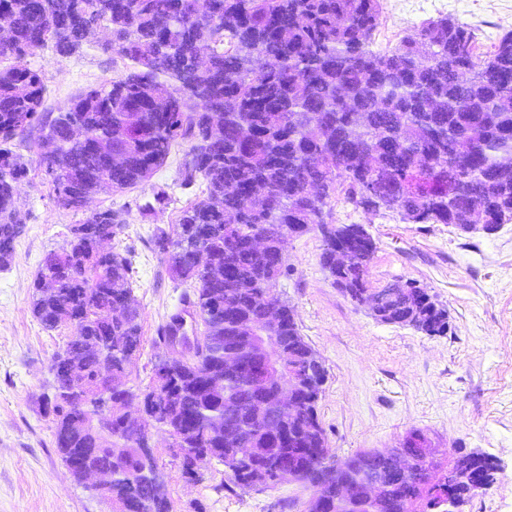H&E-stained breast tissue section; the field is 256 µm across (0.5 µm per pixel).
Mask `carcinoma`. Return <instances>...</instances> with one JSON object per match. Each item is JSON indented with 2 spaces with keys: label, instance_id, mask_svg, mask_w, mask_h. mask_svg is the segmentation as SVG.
<instances>
[{
  "label": "carcinoma",
  "instance_id": "1",
  "mask_svg": "<svg viewBox=\"0 0 512 512\" xmlns=\"http://www.w3.org/2000/svg\"><path fill=\"white\" fill-rule=\"evenodd\" d=\"M380 0H212L198 15L193 0H0V24L13 42L0 45V269L15 258L24 217L15 185L28 175L19 138L52 136L54 154L41 165L52 177L57 204L74 213L107 187L144 182L178 141L188 143L183 181L205 183L204 197L182 211L177 229L155 230L152 243L169 275L193 283L183 308L157 330L167 343L193 310L192 352L168 373L170 387L156 403L127 389L112 391V433L92 435L74 419L71 400L99 384V359L109 361L112 383L126 385L129 366L142 349V314L131 302L130 262L105 249L121 224L108 208L70 229L71 240L45 255L34 280L31 309L46 329L75 323L79 336L52 357L53 395L46 398L57 451L77 459L83 448H112V500L134 504L146 489L129 475L140 465V437L158 423L176 427L193 418L180 448L208 451L241 489L273 487L260 475L281 457L297 481L313 491L306 512H445L437 484L443 465L412 448L418 477L408 480L361 450L328 483L334 463L319 421L326 371L302 336L295 309L275 299L278 318L265 320L256 305L275 294L286 271L290 237L314 228L322 234L320 262L334 266L336 248L357 241L356 265L338 272L333 285L355 306L370 290L369 265L376 243L352 224H329L336 192L367 212L392 213L407 224H507L512 221V32L485 59L475 34L447 17L426 22L414 37L391 49H374ZM106 22L114 48L135 71L75 96L53 117L43 112L44 85L25 58L46 43L60 56L73 54L92 23ZM205 50L209 68L194 56ZM270 60L260 73L247 59ZM87 137L74 139L71 126ZM224 126L212 141L209 129ZM127 156L112 166V154ZM309 181L322 194L304 195ZM267 236L256 250L252 238ZM375 319L410 323L430 336L448 331V312L415 282L395 283ZM249 336H275L284 357L298 367L302 401L291 411L271 405L274 387L251 372ZM239 361L224 371V359ZM138 400L142 426L131 429L119 414ZM277 419L286 442L266 431ZM485 488L496 466L487 457L464 459ZM366 478L381 486L363 496ZM351 494L336 498V483Z\"/></svg>",
  "mask_w": 512,
  "mask_h": 512
}]
</instances>
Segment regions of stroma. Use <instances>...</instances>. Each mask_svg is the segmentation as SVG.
Listing matches in <instances>:
<instances>
[{
  "label": "stroma",
  "instance_id": "stroma-1",
  "mask_svg": "<svg viewBox=\"0 0 512 512\" xmlns=\"http://www.w3.org/2000/svg\"><path fill=\"white\" fill-rule=\"evenodd\" d=\"M380 5L374 33L379 50L444 16L476 31L482 57L512 31V0H380ZM107 38L101 26L70 56L49 46L27 56L42 76L46 111H63L78 93L132 71V62L110 49ZM14 149L29 174L15 196L26 225L13 263L0 270V512H111L70 474L43 410L52 393V357L77 329L71 324L45 329L31 310L41 261L66 244L80 217L56 205L40 164L41 148L19 141ZM183 153V147L172 148L143 184L99 193L86 207L90 214L110 208L123 219L111 247L131 262L132 297L143 313L142 349L128 378L136 391L151 383L165 352L155 342L158 327L190 289L171 279L150 242L156 228L174 231L181 211L202 196V181L188 184L180 175ZM331 208L333 223L362 224L373 236L371 288L416 281L447 310L449 330L429 336L375 320L334 287L320 263V231L292 237L276 293L294 307L303 336L324 363L318 414L330 448L343 461L367 448L400 447L419 430L443 458L453 448L480 450L494 461L496 480L463 512H512V223L492 234L464 233L451 224H407L394 214L368 213L340 197ZM150 437L172 512L305 510L310 492L301 483L229 489L224 467L215 461L193 481L183 474L169 437L155 430Z\"/></svg>",
  "mask_w": 512,
  "mask_h": 512
}]
</instances>
